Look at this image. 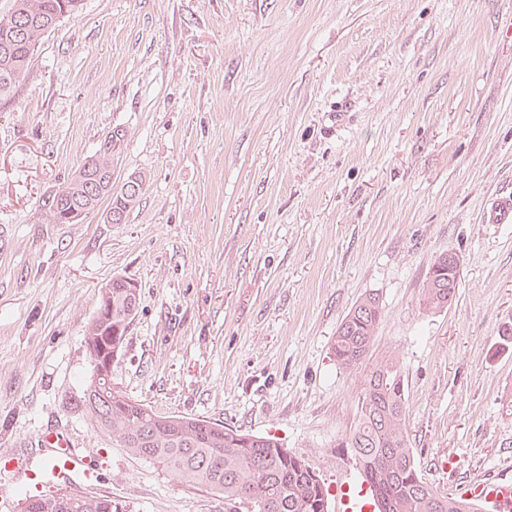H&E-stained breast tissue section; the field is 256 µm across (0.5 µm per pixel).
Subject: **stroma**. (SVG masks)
Returning <instances> with one entry per match:
<instances>
[{
	"label": "stroma",
	"instance_id": "stroma-1",
	"mask_svg": "<svg viewBox=\"0 0 512 512\" xmlns=\"http://www.w3.org/2000/svg\"><path fill=\"white\" fill-rule=\"evenodd\" d=\"M346 113L328 130V115ZM112 185L144 193L58 224L48 199L112 133ZM512 0H82L0 101V455L57 429L124 512H232L91 428L84 342L102 286L140 290L112 366L131 399L279 439L329 490L361 477L344 437L393 351L422 478L512 476ZM455 300L422 302L439 255ZM369 361L332 342L366 296ZM484 223L512 224V191L494 195L488 202Z\"/></svg>",
	"mask_w": 512,
	"mask_h": 512
}]
</instances>
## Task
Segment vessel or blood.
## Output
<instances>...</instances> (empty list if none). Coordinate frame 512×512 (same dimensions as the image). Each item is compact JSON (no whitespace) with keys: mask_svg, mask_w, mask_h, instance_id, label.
<instances>
[{"mask_svg":"<svg viewBox=\"0 0 512 512\" xmlns=\"http://www.w3.org/2000/svg\"><path fill=\"white\" fill-rule=\"evenodd\" d=\"M484 221L488 224H512V191L494 195L488 202ZM47 452L41 461L40 471H32V459L14 460L13 465L28 471L34 486H41L43 479L56 485L95 486L99 481L97 470L90 466L86 456L79 454L69 436L50 432L41 439ZM489 512H512V481L505 479L479 484L474 489Z\"/></svg>","mask_w":512,"mask_h":512,"instance_id":"vessel-or-blood-1","label":"vessel or blood"}]
</instances>
